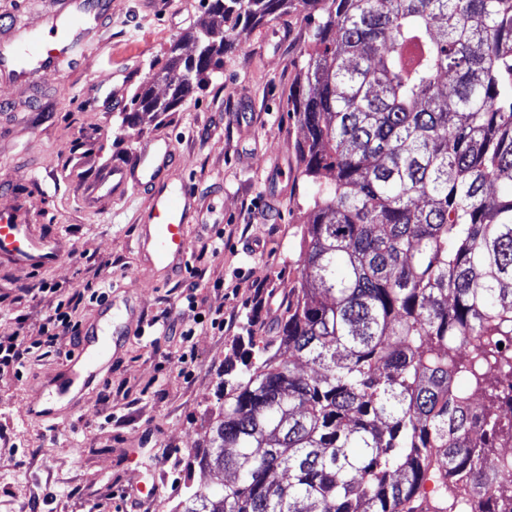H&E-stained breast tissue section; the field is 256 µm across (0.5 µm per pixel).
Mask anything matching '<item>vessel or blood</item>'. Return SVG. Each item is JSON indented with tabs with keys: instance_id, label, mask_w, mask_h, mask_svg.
Segmentation results:
<instances>
[{
	"instance_id": "vessel-or-blood-1",
	"label": "vessel or blood",
	"mask_w": 512,
	"mask_h": 512,
	"mask_svg": "<svg viewBox=\"0 0 512 512\" xmlns=\"http://www.w3.org/2000/svg\"><path fill=\"white\" fill-rule=\"evenodd\" d=\"M111 15L112 0H40L31 21L0 25V82L34 91L49 72L63 66L80 70L93 48L102 46L104 23ZM179 161L172 142H141L128 161L100 170L85 195L87 205L93 207L131 187L148 191L151 206L139 226L136 250L161 284L185 271L190 228L205 221L194 192L184 184L171 185L168 179ZM67 254L61 235L36 229L23 201L0 210L1 265L37 270L59 265ZM98 310L106 315V322L82 332L45 393L26 404L28 414L50 417L52 401L96 380L113 337L121 335L123 327L121 317L112 313L111 299L101 301Z\"/></svg>"
}]
</instances>
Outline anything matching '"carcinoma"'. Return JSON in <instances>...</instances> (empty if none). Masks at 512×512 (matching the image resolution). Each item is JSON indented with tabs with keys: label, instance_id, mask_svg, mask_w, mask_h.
Masks as SVG:
<instances>
[{
	"label": "carcinoma",
	"instance_id": "obj_1",
	"mask_svg": "<svg viewBox=\"0 0 512 512\" xmlns=\"http://www.w3.org/2000/svg\"><path fill=\"white\" fill-rule=\"evenodd\" d=\"M203 2L244 29L318 13L294 109L316 188L303 288L195 454L233 479L173 512H512V0ZM214 30L129 111L205 88L238 47Z\"/></svg>",
	"mask_w": 512,
	"mask_h": 512
}]
</instances>
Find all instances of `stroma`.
I'll return each mask as SVG.
<instances>
[{"label": "stroma", "instance_id": "35a3bbf8", "mask_svg": "<svg viewBox=\"0 0 512 512\" xmlns=\"http://www.w3.org/2000/svg\"><path fill=\"white\" fill-rule=\"evenodd\" d=\"M204 17L202 0H112L103 46L81 74L47 75L36 101L0 85V208L24 199L34 223L72 248L66 262L34 275L0 266V337L37 338L57 302L36 290L40 280L66 293L89 282L109 287L127 331L105 361L111 394L102 395L103 383L89 385L60 409L52 430L23 407L57 373L70 341L31 354L22 374L0 373V512H171L186 483L210 481L190 461L218 414L225 370L240 367L249 337L270 335L301 286L313 185L292 103L305 87L302 53L313 34L304 12L228 30L239 50L175 111L124 109L172 49L194 52L187 35ZM90 84L100 86V101L85 99ZM153 138L174 141L185 165L171 179L192 184L208 218L190 231L196 276L160 287L133 249L149 196L132 188L90 209L80 190L96 166L126 161ZM219 233L224 250L215 255ZM259 285L267 294L261 309ZM190 302L202 313L223 309L225 330L199 324L187 342L162 335L156 318ZM188 348L195 361L186 370L179 357ZM155 482L159 497H131Z\"/></svg>", "mask_w": 512, "mask_h": 512}]
</instances>
